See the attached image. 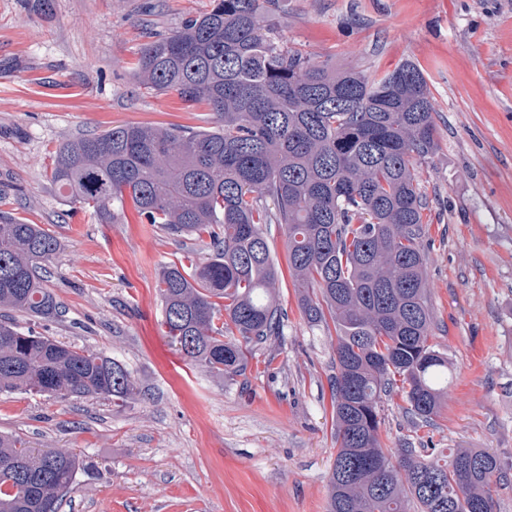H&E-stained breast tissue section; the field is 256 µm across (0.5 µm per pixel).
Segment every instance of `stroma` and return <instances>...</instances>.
I'll use <instances>...</instances> for the list:
<instances>
[{
  "mask_svg": "<svg viewBox=\"0 0 512 512\" xmlns=\"http://www.w3.org/2000/svg\"><path fill=\"white\" fill-rule=\"evenodd\" d=\"M268 22L285 46L378 78L404 60L423 71L438 150L418 163L429 245L433 341L452 367L430 425L402 395L382 407L385 448H484L509 480L512 512V0H281ZM211 0H0V213L42 224L59 248L47 285L56 319L15 323L115 359L137 381L121 408L105 396L0 391V434L77 455L60 512H327L336 456L335 339L310 324L288 274L286 237L267 231L287 311L284 340L216 378L187 364L162 323L155 282L179 238L66 206L48 170L62 142L114 126H214L204 105L144 88L139 48Z\"/></svg>",
  "mask_w": 512,
  "mask_h": 512,
  "instance_id": "35a3bbf8",
  "label": "stroma"
}]
</instances>
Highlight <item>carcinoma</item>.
I'll list each match as a JSON object with an SVG mask.
<instances>
[{
    "label": "carcinoma",
    "instance_id": "cac0c4a2",
    "mask_svg": "<svg viewBox=\"0 0 512 512\" xmlns=\"http://www.w3.org/2000/svg\"><path fill=\"white\" fill-rule=\"evenodd\" d=\"M279 0H212L140 49L135 79L207 104L219 128L117 126L53 152L49 179L65 202L101 224L132 201L143 224L206 243L164 266L155 288L166 336L216 377L284 335L279 271L265 228L279 224L308 322L333 327L336 426L328 512H495L507 480L481 448L381 446L383 400L402 391L405 413L427 423L448 396V356L429 343L416 161L437 148L425 76L404 61L371 79L285 48L265 18ZM50 230L0 216V309L51 319L60 305L45 262ZM59 398L136 394L120 363L21 331L0 319V390ZM79 459L0 435V512H59Z\"/></svg>",
    "mask_w": 512,
    "mask_h": 512
}]
</instances>
